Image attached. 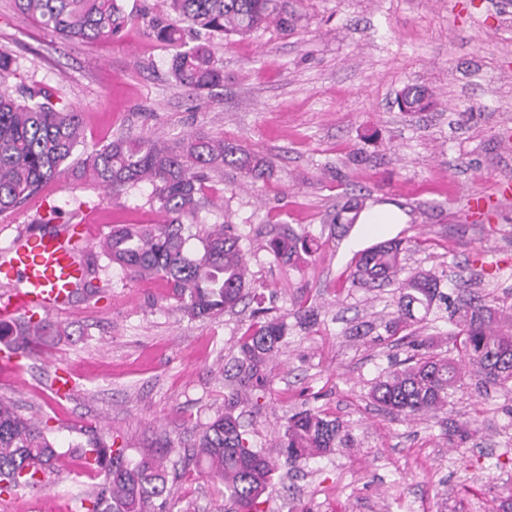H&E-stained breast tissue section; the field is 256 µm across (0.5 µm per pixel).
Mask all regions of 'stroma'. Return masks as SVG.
Wrapping results in <instances>:
<instances>
[{"mask_svg": "<svg viewBox=\"0 0 512 512\" xmlns=\"http://www.w3.org/2000/svg\"><path fill=\"white\" fill-rule=\"evenodd\" d=\"M123 5L131 20L122 34L90 44L60 40L14 0H0V46L16 58L12 83L78 108L79 153L122 135L195 133L272 159L265 179L232 167L211 173L195 218L202 230L233 224L252 291L288 328L259 405L243 420L253 445L268 449L289 416L320 410L356 445L282 466L265 512H512V392L486 396L466 381L448 407L470 430L464 440L448 439L433 419L380 409L370 388L391 361L411 355L409 337L445 355L456 328L432 316L391 334L394 286L353 278L360 253L397 240L406 271L435 273L450 296L473 291L512 308V200L500 199L490 223L468 208L471 193L497 197L512 180V0H279L288 26L228 39L186 33L187 46L209 42L224 72L197 94L175 85V49L148 27L161 0ZM410 85L430 91L428 110L399 111L396 98ZM150 193L144 185L113 195L70 174L0 214V244L24 230L53 232L39 221L50 203L72 224L92 215L98 240L120 224L159 223ZM348 202L390 204L407 221L383 232L326 223ZM286 226L319 243L302 266L266 248ZM98 285V297L77 296L53 315L69 338L0 361V396L24 416L49 418L58 448L101 435L132 463L165 454L167 512H224L223 486L184 459L202 424L224 410V367L256 319L254 303L191 320L163 280H133L114 266ZM299 300L311 311L304 321L295 316ZM59 369L75 381L65 397L51 388ZM103 480L73 459L45 487L14 492L0 512H40L46 495L82 512L85 493Z\"/></svg>", "mask_w": 512, "mask_h": 512, "instance_id": "stroma-1", "label": "stroma"}]
</instances>
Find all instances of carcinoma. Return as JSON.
Listing matches in <instances>:
<instances>
[{"label": "carcinoma", "mask_w": 512, "mask_h": 512, "mask_svg": "<svg viewBox=\"0 0 512 512\" xmlns=\"http://www.w3.org/2000/svg\"><path fill=\"white\" fill-rule=\"evenodd\" d=\"M16 9L64 40L93 43L119 35L127 23L122 0H14ZM178 23L157 19L155 36L176 48L171 73L182 89L201 92L223 81L206 44L187 48L185 29L214 36H247L265 24L281 25L275 0H164ZM15 59L0 48V214L12 211L40 193L43 186L72 169L81 143L80 114L57 108L44 91L19 97L9 84ZM408 112H423L431 94L421 86L401 93ZM88 177L107 191L120 194L147 182L152 200L165 214L161 224L124 225L112 229L102 245L109 264L123 268L132 278L159 277L171 288L181 313L191 319L209 318L231 311L249 296L251 273L239 236L227 224L192 232L205 189L206 172L225 166L244 171L254 179L272 172L269 159L231 145L220 137L190 135L177 141L151 136L118 137L76 160ZM359 209L344 205L330 223L350 227ZM197 240L199 246L190 245ZM315 240L288 228L272 238L267 248L295 266L314 253ZM401 243L381 242L364 251L354 275L366 283L397 280V317L389 322L397 332L416 320L414 311L431 314L440 291V279L417 271H403ZM86 297L98 295L92 280L107 267L96 260L84 264ZM461 336L457 357L429 351L426 341L412 344L414 354L384 369L370 398L384 410L408 419L433 417L448 437L465 439L468 432L448 418V398L462 380L477 378L484 387L512 390V315L487 305L479 297L455 308ZM287 325L277 318L256 323L239 347L231 370L240 388L224 395V412L200 432L188 458L196 470L224 484V512H261L263 496L279 459L300 464L337 448H350L353 440L343 423L321 411L303 410L291 415L283 436L266 452L253 448L245 437L237 409L245 391L265 387L264 371L284 342ZM66 329L41 319L0 323V343L14 350L39 346L48 336H65ZM49 420L20 415L12 401L0 397V496L19 488H40L47 474L59 471L65 453L49 437ZM77 459L93 460L91 468L104 473V481L81 500L84 512H154L170 495L163 462L144 459L135 465L125 459V449L104 438L93 437L77 449Z\"/></svg>", "instance_id": "cac0c4a2"}]
</instances>
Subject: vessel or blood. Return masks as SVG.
Returning <instances> with one entry per match:
<instances>
[{
	"instance_id": "1",
	"label": "vessel or blood",
	"mask_w": 512,
	"mask_h": 512,
	"mask_svg": "<svg viewBox=\"0 0 512 512\" xmlns=\"http://www.w3.org/2000/svg\"><path fill=\"white\" fill-rule=\"evenodd\" d=\"M93 242V228L84 221L48 236L22 232L1 246L0 281L11 287L0 294V319L68 309L84 280L77 248Z\"/></svg>"
}]
</instances>
